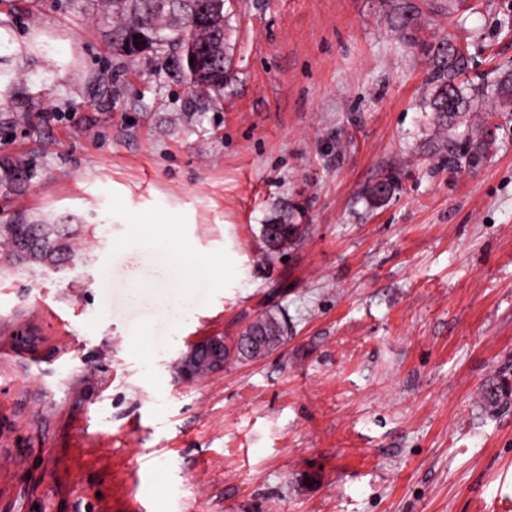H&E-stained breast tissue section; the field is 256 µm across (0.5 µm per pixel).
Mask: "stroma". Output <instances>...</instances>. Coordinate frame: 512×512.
Returning <instances> with one entry per match:
<instances>
[{
  "label": "stroma",
  "mask_w": 512,
  "mask_h": 512,
  "mask_svg": "<svg viewBox=\"0 0 512 512\" xmlns=\"http://www.w3.org/2000/svg\"><path fill=\"white\" fill-rule=\"evenodd\" d=\"M400 4L226 0L215 102L167 51L123 56L99 0H0V160L31 170L0 216L89 226L61 269H0V512H512V396L483 398L512 381V101L484 109L512 0L414 15L418 47ZM442 41L472 99L446 126L422 48ZM156 218L218 269L171 292L133 231ZM265 304L281 348L179 378ZM295 224H265L261 226L260 236L266 247V256L272 260L288 249V244L296 239Z\"/></svg>",
  "instance_id": "obj_1"
}]
</instances>
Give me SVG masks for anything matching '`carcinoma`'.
<instances>
[{"instance_id":"carcinoma-1","label":"carcinoma","mask_w":512,"mask_h":512,"mask_svg":"<svg viewBox=\"0 0 512 512\" xmlns=\"http://www.w3.org/2000/svg\"><path fill=\"white\" fill-rule=\"evenodd\" d=\"M112 10L116 45L127 57L141 53L145 37L168 32L167 45L172 49L171 65L186 78L197 92L219 94L228 78L224 62L226 45L212 36L213 28L198 25L194 17L201 10L224 11L219 0H175L172 12L160 11L155 0H101ZM462 54L447 44L434 49L433 83L430 106L438 122L446 125L460 114L470 111V101L461 86L454 83ZM26 164L19 160L0 162V186L13 190L20 185ZM295 224H264L260 236L271 260L288 249L296 239ZM75 225L63 219L53 222L15 216L0 224V265L9 267L38 265L58 269L74 253ZM288 319L281 310L262 309L242 331L228 340L237 360L261 359L282 346L288 338ZM512 394V385L498 380L486 390L491 405Z\"/></svg>"}]
</instances>
